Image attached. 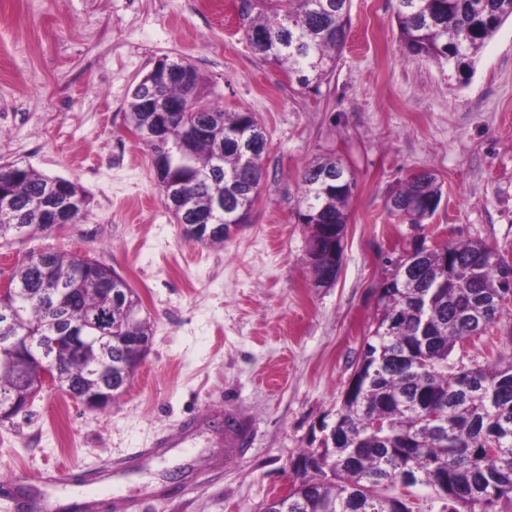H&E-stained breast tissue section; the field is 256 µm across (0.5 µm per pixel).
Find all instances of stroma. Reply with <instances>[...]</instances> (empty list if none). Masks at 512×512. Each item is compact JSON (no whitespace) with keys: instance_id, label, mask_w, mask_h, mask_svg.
<instances>
[{"instance_id":"35a3bbf8","label":"stroma","mask_w":512,"mask_h":512,"mask_svg":"<svg viewBox=\"0 0 512 512\" xmlns=\"http://www.w3.org/2000/svg\"><path fill=\"white\" fill-rule=\"evenodd\" d=\"M394 8L351 0L335 71L304 88L253 53L233 0H0V165L77 181L91 200L81 223L0 240V282L33 251L85 255L127 279L152 329L147 358L112 408L46 388L0 421V477L64 461L91 471L195 419L182 447L121 469L112 494L69 486L53 504L260 512L335 422L395 262L435 241L512 254V20L461 79L404 50ZM166 58L196 69L202 102L252 112L268 134L250 222L221 245L183 237L126 119L134 86ZM327 156L354 172L357 188L336 282L314 288L300 178ZM422 172L442 195L409 224L386 203ZM505 336L491 329L454 356L469 366L510 356ZM211 408L237 417L244 454L226 452L223 429L205 418Z\"/></svg>"}]
</instances>
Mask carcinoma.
Listing matches in <instances>:
<instances>
[{
    "instance_id": "cac0c4a2",
    "label": "carcinoma",
    "mask_w": 512,
    "mask_h": 512,
    "mask_svg": "<svg viewBox=\"0 0 512 512\" xmlns=\"http://www.w3.org/2000/svg\"><path fill=\"white\" fill-rule=\"evenodd\" d=\"M239 24L254 53L295 76L303 87L319 85L333 72L346 43L350 0H247ZM400 40L414 55L448 65L464 78L500 26L512 18V0H395ZM198 82L151 86L140 83L128 101L127 118L147 134L151 153L166 150V173L156 175L162 202L175 210L177 223L193 224L196 211L210 215V242H224V225L247 224L259 193V181L241 168L250 135L261 139L252 170L262 173L268 138L252 113L226 112L200 102ZM151 99L164 106L188 104L186 112L148 110ZM187 125L205 128L206 136L179 142ZM333 174L338 180L331 181ZM57 178L30 166H0V239L43 230L57 206L67 203L70 218L86 217V190L69 182L59 200ZM354 173L328 158L301 177L300 218L314 237V226L345 229ZM224 196V213L212 209ZM435 177L420 173L406 180L387 201L390 213L419 224L425 201L440 199ZM411 265L400 261L393 287L379 296L375 327L366 339L369 359L364 395L344 392L336 421L322 446L299 456L301 468L288 498L262 512H388L384 491L409 473L414 485L431 489L441 512H496L512 505V356L467 368L451 362L456 346L500 324L512 322V308L494 304L497 286L512 279V255L482 241L448 243ZM90 257L42 253L24 260L12 275L14 287L27 294L16 309L11 296H0V316L13 311V334L47 336L70 329L103 336L101 344H78L56 361L54 388L63 393L80 386L95 392L100 383L130 381L138 367L127 339L151 345L150 327L139 315L141 300L125 278ZM121 289L122 299L99 292ZM42 389L39 366L17 355L0 364V394L23 401ZM441 401L444 423L433 424L424 410ZM388 422L377 430L375 419Z\"/></svg>"
}]
</instances>
